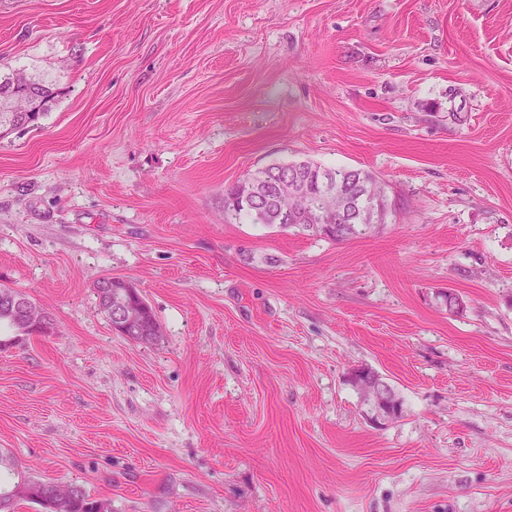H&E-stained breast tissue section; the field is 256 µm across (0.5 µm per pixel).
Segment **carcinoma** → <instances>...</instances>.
Instances as JSON below:
<instances>
[{
    "label": "carcinoma",
    "mask_w": 512,
    "mask_h": 512,
    "mask_svg": "<svg viewBox=\"0 0 512 512\" xmlns=\"http://www.w3.org/2000/svg\"><path fill=\"white\" fill-rule=\"evenodd\" d=\"M37 88L43 93L42 104L33 123L49 109L50 104L59 95V89L54 83L44 79H32ZM299 171L304 192L311 203L316 204L321 196V180L329 176L337 190L347 199L359 204L366 210L379 217V223H386L389 204L381 182L372 173L355 168H326L309 160L278 162L258 169L247 175L254 188V194L262 199L264 209L257 206L244 196L239 185H234L225 191L224 220H248L252 224L273 225L279 223V182L284 169L289 167ZM372 220H361L352 210L339 212L332 226L323 224H304L302 228L318 233L333 241H344L358 235L371 232ZM26 300V297L13 288H0V326L5 325L16 332V336L39 335L41 331L32 330L19 320L7 303ZM7 469L14 475L9 483H0V512H14L15 503L19 497L13 493L14 487L23 485L27 494L24 499L38 505L43 512H98L99 501L92 498L82 486H77L71 494L56 491L55 482L36 479L27 472L15 469L14 461L0 454V469Z\"/></svg>",
    "instance_id": "1"
}]
</instances>
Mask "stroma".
Masks as SVG:
<instances>
[{
  "mask_svg": "<svg viewBox=\"0 0 512 512\" xmlns=\"http://www.w3.org/2000/svg\"><path fill=\"white\" fill-rule=\"evenodd\" d=\"M0 69L59 88L0 140V286L53 320L0 349L19 468L109 512H512V0H0ZM289 160L372 172L387 222L225 221ZM281 219L288 223L289 221H299L305 219L313 224H297L288 223V226H301L307 231H313L333 241H344L358 235H366L371 232V227L374 224L372 220L365 219L360 220L354 211L345 210L339 212L337 218L335 217L332 227H328L326 224L330 222V215L322 208L315 210H307L301 208H288L282 210ZM284 223V224H286ZM326 225V227H325ZM112 281L113 279L102 280L97 283L95 288L100 307L101 302L99 288H110L109 290L112 292V296L114 295L115 297L122 296L123 290H125L124 288H128L125 296L115 299L112 303V318L106 311H104L107 313L110 322L112 323V328H121L123 331H133L128 333L127 336H156L157 330H160V326L150 307L148 312V304L141 297L137 289L125 281H122V283L118 285H112ZM140 325L141 327L137 330ZM127 336L123 337L129 341L137 343L135 339H130ZM372 377L377 383L367 382L360 368H355L348 374L349 381L363 390V393L360 395L362 404L366 408L364 411L365 416L372 423L384 426L399 416L400 400L396 392H393L389 386L386 385L380 375L375 374V376ZM353 384L352 386L357 390Z\"/></svg>",
  "mask_w": 512,
  "mask_h": 512,
  "instance_id": "stroma-1",
  "label": "stroma"
}]
</instances>
